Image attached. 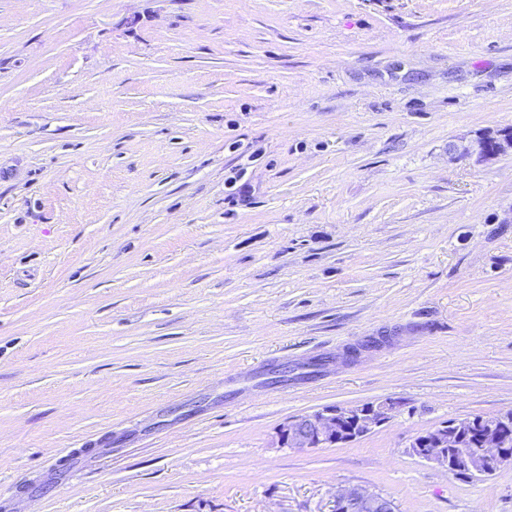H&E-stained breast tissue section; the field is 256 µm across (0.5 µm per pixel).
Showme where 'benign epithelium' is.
<instances>
[{
  "label": "benign epithelium",
  "instance_id": "obj_1",
  "mask_svg": "<svg viewBox=\"0 0 512 512\" xmlns=\"http://www.w3.org/2000/svg\"><path fill=\"white\" fill-rule=\"evenodd\" d=\"M479 153L494 154L512 150V132L487 137L477 144ZM394 400L370 402L353 407H326L301 415L285 423L279 443L289 448H326L347 444L366 436L387 423L399 411ZM463 430L479 433L476 448L461 447ZM512 420L469 418L444 424L420 435L415 456L448 469L461 471L471 478L489 475L512 462ZM331 512H398L393 499L378 492L352 486L338 492Z\"/></svg>",
  "mask_w": 512,
  "mask_h": 512
}]
</instances>
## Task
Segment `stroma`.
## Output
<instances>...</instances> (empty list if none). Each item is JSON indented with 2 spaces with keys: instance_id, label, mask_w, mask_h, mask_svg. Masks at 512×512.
Wrapping results in <instances>:
<instances>
[{
  "instance_id": "35a3bbf8",
  "label": "stroma",
  "mask_w": 512,
  "mask_h": 512,
  "mask_svg": "<svg viewBox=\"0 0 512 512\" xmlns=\"http://www.w3.org/2000/svg\"><path fill=\"white\" fill-rule=\"evenodd\" d=\"M509 130L512 0H0V512H512L408 452L512 410ZM391 399L353 407H326L285 423L279 432L282 446L297 449L347 444L387 423L399 411ZM331 512H398V509L390 497L352 486L336 494Z\"/></svg>"
}]
</instances>
